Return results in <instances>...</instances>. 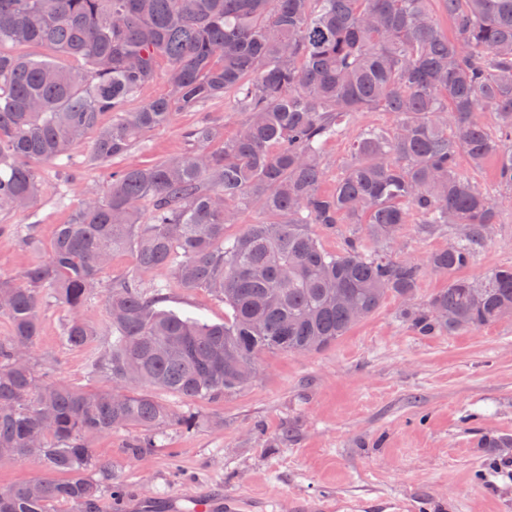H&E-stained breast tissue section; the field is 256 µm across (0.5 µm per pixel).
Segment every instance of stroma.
Listing matches in <instances>:
<instances>
[{"label": "stroma", "instance_id": "35a3bbf8", "mask_svg": "<svg viewBox=\"0 0 512 512\" xmlns=\"http://www.w3.org/2000/svg\"><path fill=\"white\" fill-rule=\"evenodd\" d=\"M244 113L228 99L200 110L174 112L170 122L123 158L96 164L93 137L72 150L70 174L36 164L43 190L25 210L0 209V279L20 281L30 263L47 257L57 225L68 223L85 198L101 192L112 171L149 166L190 150L188 134L209 119L232 138ZM388 113H354L346 136L324 148L323 191H332L350 160L349 144L368 127L391 125ZM459 169L493 189L499 222L476 251L464 275L473 280L512 265V193L498 188V163ZM454 230L423 237L404 225L395 257L426 264L447 248ZM139 281L145 291L165 285L168 309L221 323L229 309L204 288L187 289L168 268L141 272L131 250L112 256L88 301L86 318L104 325V297L116 280ZM400 297L379 309L331 347L312 353L268 352L249 385L217 401L185 402L164 390L154 397L193 413L190 429H163L157 447L132 454L134 428L93 443L112 481L144 499L219 485L240 497L239 512H294L298 498L340 500L342 512H512V477L495 463L512 460V448H485L483 439L512 436V319L451 336H421L399 313ZM41 334L30 357L56 380L93 390L95 353L106 336L86 347L64 343L68 310L54 299L40 309Z\"/></svg>", "mask_w": 512, "mask_h": 512}]
</instances>
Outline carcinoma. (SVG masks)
<instances>
[{"label":"carcinoma","instance_id":"obj_1","mask_svg":"<svg viewBox=\"0 0 512 512\" xmlns=\"http://www.w3.org/2000/svg\"><path fill=\"white\" fill-rule=\"evenodd\" d=\"M456 24L454 36L439 16ZM41 44L33 59L3 47ZM77 62L67 66L64 60ZM167 93L125 108L158 75ZM226 95L247 114L225 140L211 121L193 149L147 167L112 172L97 197L57 226L50 255L25 283L0 280V458L37 460L43 473L0 488V512H50L58 503L99 512L90 439L135 427L139 453L160 429L195 417L136 392L158 388L192 402L244 387L265 351L323 350L379 309L389 294L421 336L454 334L512 318V265L483 279L458 275L498 223L489 190L461 174L498 162L512 190V0H0V207L24 209L39 183L33 164L62 162L96 133L92 160L127 155L175 109ZM380 110L350 143L351 163L331 193L320 189L323 148L355 112ZM106 112L120 118L101 124ZM493 114L491 134L479 114ZM149 219L141 221V205ZM263 219L224 235L244 209ZM429 235L462 226L427 267L448 287L415 306L423 268L386 250L410 215ZM365 224L375 250L355 237L326 251L311 225ZM143 271L169 267L184 288H206L231 315L221 324L160 308L162 288L112 284L104 305L108 348L92 371L108 385L83 391L36 375L30 351L50 295L71 317L70 346L95 327L82 309L119 249Z\"/></svg>","mask_w":512,"mask_h":512}]
</instances>
